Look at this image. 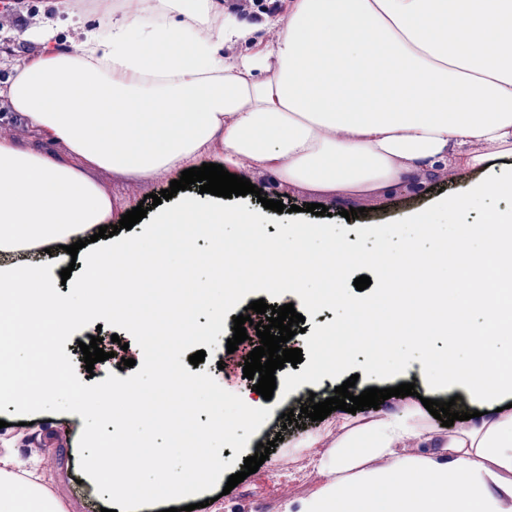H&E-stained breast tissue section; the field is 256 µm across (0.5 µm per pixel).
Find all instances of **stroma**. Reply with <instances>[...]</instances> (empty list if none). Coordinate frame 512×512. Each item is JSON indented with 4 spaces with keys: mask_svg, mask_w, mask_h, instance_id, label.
Listing matches in <instances>:
<instances>
[{
    "mask_svg": "<svg viewBox=\"0 0 512 512\" xmlns=\"http://www.w3.org/2000/svg\"><path fill=\"white\" fill-rule=\"evenodd\" d=\"M291 9L290 0H283L281 9L257 10L254 21L256 27L250 41L242 45H228L224 48L225 57L231 58L243 52H261L272 44L273 35L278 27L286 22ZM240 176L262 188V196L252 194L243 196L242 201L253 211L263 212L268 222L265 232L275 235L278 227L272 223V210L264 209L262 198L283 201L284 205L305 207L314 202V195L300 188L283 186L275 176L267 172H257L247 168L240 169ZM476 171L429 170L419 174L414 180L379 198H361L329 201L328 207L333 223L347 227L351 235L359 237L364 249H372L379 235L387 233L394 225L403 223L413 213H428L436 221H445L444 213L437 211L435 204L440 199H453L463 194L467 185L479 179ZM112 192V212L107 217V225L118 224L121 216L138 206L144 196L169 188L171 174H163L155 179L143 182L133 177L103 172L99 175ZM367 208V215L358 218H345L344 210L350 208ZM244 305H237L231 315L224 320L225 330L218 337L215 350L207 352L204 362L198 369L208 372L227 391L242 394L251 382L243 375L245 359L250 351L258 346L259 340L255 328H248V339L239 344L235 352H228L226 344L233 335V319L244 313ZM101 337V346L114 355L113 366H120L122 357L141 359L142 351L132 343L126 331H114L113 327L88 326L75 332L64 349L72 359L77 374L84 384L104 380L108 371L102 363H95L93 371H86L83 354L79 348L81 342L90 336ZM128 343V350L117 349V342ZM419 361H412L406 372L390 379H363V388H391L402 383L415 384L417 392L425 398L446 401L455 400L456 410L467 412L476 410L477 402L466 394L463 388L448 385L437 386L419 373ZM341 379L323 377L313 387H298L283 400H268L271 414L259 430L250 437L244 451L245 456H252L258 443L275 440L276 434H283V442H277L270 451L268 459L258 471L249 475L229 494H221L219 489H212L197 495L174 500V507L181 508L190 504H200V512H281L284 500L303 497L313 492L323 481L308 464L305 442L313 435H332L336 432L339 421L346 419L344 411L336 410L321 421L299 418L297 424H285L282 415L290 410L300 409L307 403L309 396L317 400L333 397L336 387L341 386ZM6 426L0 429V449H10L18 471L31 473L35 482L44 486L60 501L65 512H101L108 507L106 497L97 493L91 478L85 477L79 466V436L84 426L80 415L67 413H38L30 415L29 423L18 426L11 414H4Z\"/></svg>",
    "mask_w": 512,
    "mask_h": 512,
    "instance_id": "obj_1",
    "label": "stroma"
}]
</instances>
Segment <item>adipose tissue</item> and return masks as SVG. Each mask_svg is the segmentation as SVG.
<instances>
[{"mask_svg": "<svg viewBox=\"0 0 512 512\" xmlns=\"http://www.w3.org/2000/svg\"><path fill=\"white\" fill-rule=\"evenodd\" d=\"M75 37L53 20L31 30L41 53L4 94L51 144L0 136V252L65 243L104 224L112 197L97 174L143 181L209 156L224 168L274 174L325 198L378 197L414 172L448 164L483 171L444 201L512 196V0H293L269 50L224 57L251 26L215 0H93ZM373 252L342 245L305 263L292 237L272 245L268 287L341 282L357 261L391 286L353 303L364 341L424 344L449 336L422 375L479 402L512 393V210ZM324 481L282 512H512V408L465 421L434 441L420 412L341 423L315 451ZM0 455V512H63Z\"/></svg>", "mask_w": 512, "mask_h": 512, "instance_id": "1", "label": "adipose tissue"}]
</instances>
